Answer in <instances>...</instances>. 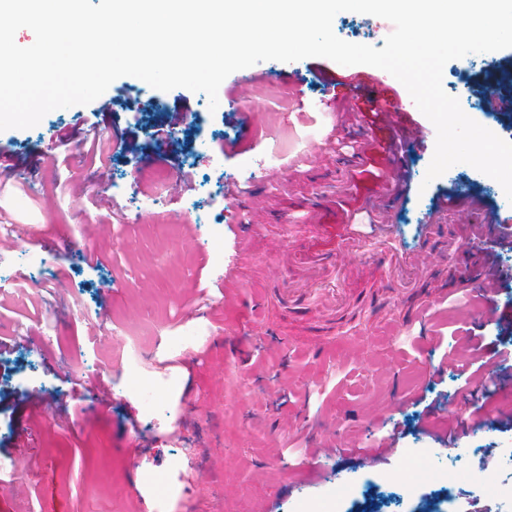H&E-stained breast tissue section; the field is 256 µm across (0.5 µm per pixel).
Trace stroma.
I'll return each instance as SVG.
<instances>
[{
    "label": "stroma",
    "mask_w": 512,
    "mask_h": 512,
    "mask_svg": "<svg viewBox=\"0 0 512 512\" xmlns=\"http://www.w3.org/2000/svg\"><path fill=\"white\" fill-rule=\"evenodd\" d=\"M333 30L380 48L393 27L344 11ZM492 58L448 62L446 93L460 97L469 74L489 81ZM335 67L321 57L257 63L251 73L288 105L241 91L233 73L216 111L205 93L124 76L89 104L0 131L17 156L0 172V338L14 341L0 389L38 390L55 406L37 418L22 406L0 412V458L23 459L28 475L21 495H0V512H512L471 478L483 470L512 482V361L490 367L487 397L438 338L461 324L490 342L512 330L476 314L470 287L454 284L456 256L413 289L385 290L364 337L277 300L289 225L373 219L374 180L345 173L335 149L292 152L273 171L257 164L273 146L262 127L320 136L299 99L321 98L319 75ZM131 98L138 111L127 110ZM171 111L201 122L195 142L150 138ZM92 116L111 162H55L52 131L75 130L79 153ZM434 149L407 146L410 187L388 204L390 223H419L447 194L480 195L512 216L502 186L470 165L426 180ZM198 209L213 222L193 223ZM158 211L170 225L154 224ZM239 224L257 227L255 259L231 278ZM133 333L141 345L123 357L115 342ZM418 396L436 403L434 416L421 417ZM416 461L452 465L450 492L410 482Z\"/></svg>",
    "instance_id": "1"
}]
</instances>
